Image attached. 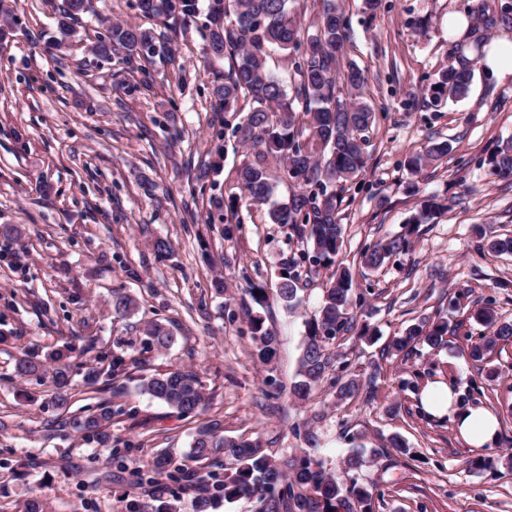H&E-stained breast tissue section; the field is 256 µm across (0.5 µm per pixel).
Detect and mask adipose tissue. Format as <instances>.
<instances>
[{"label": "adipose tissue", "instance_id": "obj_1", "mask_svg": "<svg viewBox=\"0 0 512 512\" xmlns=\"http://www.w3.org/2000/svg\"><path fill=\"white\" fill-rule=\"evenodd\" d=\"M419 402L432 418L449 419L463 441L474 448L493 444L500 421L491 410L482 406H460L459 392L450 383L432 381L421 390Z\"/></svg>", "mask_w": 512, "mask_h": 512}]
</instances>
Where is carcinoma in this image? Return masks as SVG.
<instances>
[{"instance_id":"cac0c4a2","label":"carcinoma","mask_w":512,"mask_h":512,"mask_svg":"<svg viewBox=\"0 0 512 512\" xmlns=\"http://www.w3.org/2000/svg\"><path fill=\"white\" fill-rule=\"evenodd\" d=\"M295 0H207V51L214 57L229 56L232 65L224 81L214 85V108L221 112H236L240 100L250 108L243 120L233 127V135L253 150L255 159L237 170L241 197L231 196L225 210L236 212L240 199L248 205L269 206L268 215L274 224H286L310 250L300 257L283 259L276 298L287 309L298 300L296 266L307 261L310 267L333 269L326 283L319 315L307 323L299 358V380L292 393L304 398L328 377L333 368L325 343L352 328L348 310L353 305L355 280L346 267L336 266V258L344 241L340 206V188L355 182L367 163L369 132L376 112L364 101L367 77L357 65L344 63L342 54L351 36V24L343 0H320L321 9L315 33L306 31L292 6ZM142 16L162 20L164 26H187L198 14V0H137ZM90 9V0H61L57 6L58 30L62 39L75 35L74 25ZM476 25L466 43L455 44L450 52L448 68L429 85L430 104L437 106L444 98H461L468 94L474 76L476 58L485 55L487 34L493 29L512 31V4L500 0L491 10L478 2L468 9ZM119 46L147 59L164 49L161 38L151 29L133 25H114L106 39L98 41V55L107 58L112 48ZM288 54L297 81L292 90L267 69V57L272 49ZM451 151L446 140L429 139L421 152L404 161L405 168L416 175L422 169L442 160ZM275 159L283 164L279 180H288L296 190L284 200L275 199L277 181L272 179L266 161ZM490 172L498 178H512V139L497 147L489 158ZM443 208L432 196L420 203V209L409 219L407 231L382 239L365 247L360 253L361 266L369 271L383 267L391 257L408 250V236L428 224ZM482 250L497 254H512V236H488L477 228ZM136 308L135 299L117 292L113 309L126 315ZM473 318L487 329L479 341L472 344L469 357L474 361L502 342H512V321H501L490 306L476 309ZM255 355L262 364H271L277 355L278 337L265 326L262 316L249 318ZM146 335L162 349L175 342L173 333L161 323H153ZM448 322L426 319L409 326L393 338L389 349L401 353L415 343L432 347L447 342ZM56 363L53 370L55 399L63 407L71 391V367L64 353L51 354ZM45 364L35 354L27 352L16 358L15 372L19 377L37 376ZM124 370V360L114 357L107 368L86 369L84 382L96 384L101 377L112 378ZM142 390L183 415L194 413L204 396L198 376L191 370L172 369L141 379ZM112 421V408L99 405L95 414L78 426V432L89 441L106 444L107 429ZM218 424L201 428L193 441L190 456L198 461L209 458L213 449L221 448L231 461V472L224 474L218 488L227 502L240 498L252 499L256 512H374L373 484L352 481L347 484L336 472L305 452L282 465L254 441L224 438L215 435ZM383 449H371L370 456L354 449L345 458L347 472H357L374 462Z\"/></svg>"}]
</instances>
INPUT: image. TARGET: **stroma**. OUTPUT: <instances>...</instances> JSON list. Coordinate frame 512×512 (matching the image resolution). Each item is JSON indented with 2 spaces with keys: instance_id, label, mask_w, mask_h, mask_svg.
Masks as SVG:
<instances>
[{
  "instance_id": "1",
  "label": "stroma",
  "mask_w": 512,
  "mask_h": 512,
  "mask_svg": "<svg viewBox=\"0 0 512 512\" xmlns=\"http://www.w3.org/2000/svg\"><path fill=\"white\" fill-rule=\"evenodd\" d=\"M60 0H10L18 25L0 43V512H22L40 497L47 512H159L179 496V512H195L210 491L200 474H223L224 454L189 459L197 430L217 424L226 437L259 440L277 460L312 447L324 467L342 472L349 448H382L404 437L407 452H392L359 473L375 485L376 512H512V342L476 362L468 351L483 327L472 312L491 305L512 321V256L477 249L473 227L512 234V180L490 174L488 157L512 138V77L475 69L469 95L438 107L424 94L448 66V17L466 14L475 0H384L375 18L362 0H345L351 17L346 59L368 76L365 98L378 111L370 132L363 191L341 205L343 266L357 271L368 244L403 233L418 209L405 192L403 161L429 137L450 143L443 161L418 175L426 195L445 203L420 225L406 253L359 275L362 304L351 331L330 340L334 369L310 395L291 385L306 320L317 314L330 275L297 271L303 283L295 310L276 299L254 303L249 285L273 288L283 258L305 243L265 207L240 210L241 224L225 237L223 224L203 223L212 193H237L235 170L253 153L232 134L216 138L223 113L211 90L227 59L205 55L201 22L168 33V49L150 59H104L93 47L112 24L131 22L162 31L143 17L136 0H92L78 34L61 40ZM210 163L214 188L200 187V163ZM169 240L168 254L154 250ZM227 289L215 293L213 278ZM134 295L138 309L117 316L112 294ZM263 316L279 345L266 366L254 356L249 314ZM448 322L445 345L395 355L393 337L421 320ZM160 322L176 341L152 345L145 328ZM368 327L374 341L360 337ZM71 348L74 370L101 356H122L126 370L107 396L77 385L66 406L52 404L50 377L21 378L22 352L47 355ZM195 370L203 383L201 409L180 415L143 394L142 376L173 368ZM497 378H489V371ZM367 391L344 398L347 379ZM444 378L463 403L493 410L496 441L468 446L451 421L428 418L419 407L426 382ZM112 407L111 447L83 439L76 426L100 399ZM316 445H309L308 435ZM125 451L113 460L112 448ZM168 465L154 481L141 472L157 457Z\"/></svg>"
}]
</instances>
